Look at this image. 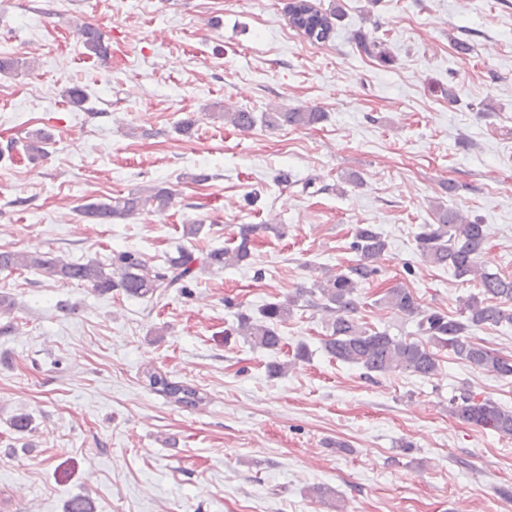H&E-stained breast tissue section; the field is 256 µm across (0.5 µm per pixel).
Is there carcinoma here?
Instances as JSON below:
<instances>
[{
  "instance_id": "cac0c4a2",
  "label": "carcinoma",
  "mask_w": 512,
  "mask_h": 512,
  "mask_svg": "<svg viewBox=\"0 0 512 512\" xmlns=\"http://www.w3.org/2000/svg\"><path fill=\"white\" fill-rule=\"evenodd\" d=\"M342 18L341 8L325 11L309 0H298L289 17L292 28L312 43L329 41L334 24ZM85 49L105 61L109 46L102 33L88 23L76 25ZM360 50L387 62L390 59L384 42L364 33L355 35ZM31 63L11 56H0V76H9ZM224 119L242 131H249L261 123L267 127L311 128L326 119L323 112L284 109L256 115L246 110L224 113ZM51 135L42 130L28 134L23 149L29 159L46 155ZM175 191L166 186H150L117 194L108 201L88 202L81 215L94 224H110L154 209L163 211L174 201ZM270 230L283 234L273 224H239L233 245L213 248L197 258L184 248L176 249L160 266H151L142 256L129 250L112 252L110 263L90 260L85 263L68 261L49 252L18 250L0 251V269L41 273L61 283L85 284L106 294L119 291L132 298L160 303L169 293H183L194 280L196 267L219 270L225 267L251 265L255 234ZM416 249L421 258L432 265L452 269L455 278L472 277L480 280L482 292L464 300L465 319H455L435 310L424 309L414 292L403 285L384 291L380 303L394 312L416 319L417 330L424 339L407 340L392 335L388 330L370 329L355 317L358 309V288L375 275V263L381 259L387 242L371 224H357L353 228V249L356 259L334 274L313 282L310 288H299L294 295L265 303L256 312L237 313V331L253 346L276 353L281 349L282 336L278 327L292 317L299 306L318 307L326 316L328 338L324 349L337 361L356 365L367 375L410 373L430 378L438 372L439 352L446 350L471 368L496 377L512 376V356L488 348L473 339L476 330L512 324V279L490 273L479 264L487 242L485 225L464 217L459 211L438 203L433 212V223L420 225L415 236ZM149 386L170 402L184 408H196L204 397L194 386L175 381L158 371L145 373ZM450 411L459 419L482 429H489L503 438H512V408L499 405L490 398L477 400L463 391L450 399Z\"/></svg>"
}]
</instances>
